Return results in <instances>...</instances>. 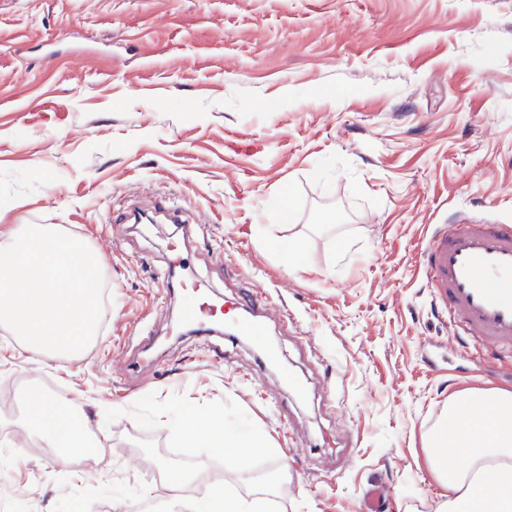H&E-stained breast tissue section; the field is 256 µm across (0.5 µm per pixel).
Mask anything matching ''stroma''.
<instances>
[{
    "label": "stroma",
    "mask_w": 512,
    "mask_h": 512,
    "mask_svg": "<svg viewBox=\"0 0 512 512\" xmlns=\"http://www.w3.org/2000/svg\"><path fill=\"white\" fill-rule=\"evenodd\" d=\"M158 194L191 236L113 223ZM470 221L512 224V0H0V232L61 225L105 286L78 356L29 359L0 329V512H166L144 474L186 461L205 483L281 481L274 512H362L377 481L390 512H433L423 447L449 397L512 389L418 268L435 225ZM182 237L217 295L269 296L283 372L240 337L172 336ZM30 386L88 417L106 454L87 478L30 452ZM194 408L266 450L186 441L173 421Z\"/></svg>",
    "instance_id": "obj_1"
}]
</instances>
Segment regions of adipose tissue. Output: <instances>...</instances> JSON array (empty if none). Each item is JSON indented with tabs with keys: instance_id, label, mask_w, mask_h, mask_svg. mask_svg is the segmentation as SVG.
I'll use <instances>...</instances> for the list:
<instances>
[{
	"instance_id": "adipose-tissue-1",
	"label": "adipose tissue",
	"mask_w": 512,
	"mask_h": 512,
	"mask_svg": "<svg viewBox=\"0 0 512 512\" xmlns=\"http://www.w3.org/2000/svg\"><path fill=\"white\" fill-rule=\"evenodd\" d=\"M26 403L25 427L46 447L59 449L61 462L98 446L84 423L69 425L72 408L66 399L34 390ZM178 428L214 448H264L260 439L245 441L226 430L218 412L189 411ZM423 461L443 488L436 512H512V389H466L449 400L425 441ZM197 478L192 470L180 473L167 497L171 512H269L266 489L243 493L228 485L204 501L187 491Z\"/></svg>"
}]
</instances>
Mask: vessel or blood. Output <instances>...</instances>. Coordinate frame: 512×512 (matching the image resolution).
I'll return each instance as SVG.
<instances>
[{
	"label": "vessel or blood",
	"mask_w": 512,
	"mask_h": 512,
	"mask_svg": "<svg viewBox=\"0 0 512 512\" xmlns=\"http://www.w3.org/2000/svg\"><path fill=\"white\" fill-rule=\"evenodd\" d=\"M424 283L439 313L448 317L468 349L512 350V225L439 224L419 248ZM190 291L182 310L185 322L195 325L199 338L210 336L212 323L243 311V336L262 353L277 360L266 340L269 300L258 288L246 289L237 300L215 299L211 286L197 275L181 280Z\"/></svg>",
	"instance_id": "obj_1"
}]
</instances>
